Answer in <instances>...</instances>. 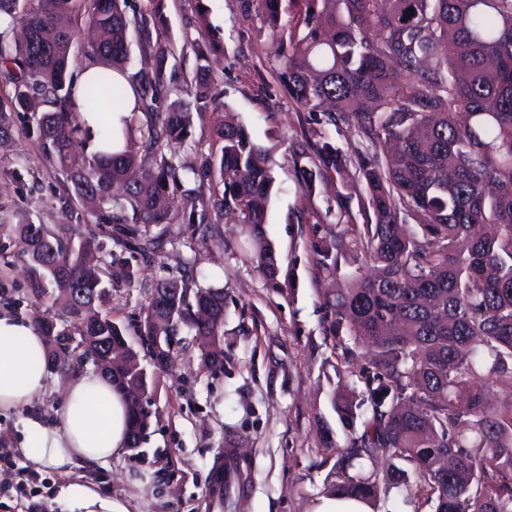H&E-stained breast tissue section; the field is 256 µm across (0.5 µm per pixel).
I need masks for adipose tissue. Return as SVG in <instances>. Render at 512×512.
I'll return each instance as SVG.
<instances>
[{
    "label": "adipose tissue",
    "instance_id": "ef3b65f1",
    "mask_svg": "<svg viewBox=\"0 0 512 512\" xmlns=\"http://www.w3.org/2000/svg\"><path fill=\"white\" fill-rule=\"evenodd\" d=\"M122 88L124 108L102 114L85 112L87 152L122 150L123 120L135 104L125 74L112 75ZM46 344L40 331L24 317L0 313V411L29 406L45 390ZM128 414L125 402L99 372L78 373L65 383L64 403L51 418L26 420L27 436L20 450L33 465L50 466L62 476L56 501L62 512H132L129 498L106 495L87 478V470L124 453Z\"/></svg>",
    "mask_w": 512,
    "mask_h": 512
}]
</instances>
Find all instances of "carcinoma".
Returning <instances> with one entry per match:
<instances>
[{
	"mask_svg": "<svg viewBox=\"0 0 512 512\" xmlns=\"http://www.w3.org/2000/svg\"><path fill=\"white\" fill-rule=\"evenodd\" d=\"M257 12L281 50L270 69L293 102L310 112L332 104L328 122L354 125L372 148L349 151L313 130L294 152L301 192L315 195L333 180L336 194L316 214L325 231L310 242L313 264L344 288L322 301L326 336L342 350L331 404L348 430L336 455L335 490L378 502L380 484L415 500L425 493L434 512H512V413L491 407L483 389L512 395V0H241ZM26 32L15 49L0 46V77L14 85L0 101V140L14 132L13 114L36 119L43 156L59 168L79 199L98 205L95 227L136 252L152 243L149 227L169 224L170 197L185 195L188 221L211 224L226 212L251 241L255 270L272 292L288 294L281 257L267 238L273 176L267 151L230 117L218 130L221 154L201 168L174 164L190 135L192 112L212 103L211 75L197 67L176 82V50L153 34L145 17H129L121 0H0V18ZM135 35L152 64L129 77L136 105L124 119V150L77 154L83 123L70 107L71 49L102 72L85 90L90 112L123 107L110 71L126 72ZM222 47L205 30L193 43L201 61ZM222 188L209 195L184 189L182 171ZM364 185V221L352 222L351 188ZM336 216V224L327 223ZM17 245L27 257L32 303L50 294L59 323H38L48 367L70 354L96 366L112 350L128 362L106 375L128 405V442L141 446L150 428L144 398L155 390L125 329L102 311L106 280L131 282L133 272L87 262L88 224L51 230L20 219ZM194 263L179 277L156 281L138 335L148 353L155 336L180 324L194 332L201 361L210 340L224 344V287L192 288ZM212 317L194 318L202 302ZM381 455L384 477L350 473L356 460ZM448 465H443V461Z\"/></svg>",
	"mask_w": 512,
	"mask_h": 512,
	"instance_id": "carcinoma-1",
	"label": "carcinoma"
}]
</instances>
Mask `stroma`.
Here are the masks:
<instances>
[{"mask_svg": "<svg viewBox=\"0 0 512 512\" xmlns=\"http://www.w3.org/2000/svg\"><path fill=\"white\" fill-rule=\"evenodd\" d=\"M205 25L218 29L224 41L223 52L209 59L214 103L193 111L191 135L175 161L196 167L219 153L216 131L228 114L268 150L275 183L266 234L293 271L295 292L286 299L266 288L250 260L248 240L228 218L200 227L177 220L154 227L145 257L93 234L92 251L102 267L124 264L138 273L134 286L110 288L104 303L132 346L140 344L135 329L154 280L180 276L190 259L198 263L200 286L223 287L227 315L223 369H206L193 334L181 329L172 366L147 402L146 442L97 467L91 477L103 494L130 498L136 512H212L211 473L225 439L234 434L251 468V491L234 512H310L335 469L325 438L333 436L339 445L346 438L331 405L340 356L325 336L321 307L323 293L340 283L325 279L309 258L313 213L324 210L325 197L302 195L292 149L327 115L304 111L288 98L267 65L279 43L260 15L242 11L240 0H162L157 31L176 47L178 78L195 72L199 61L191 44ZM65 194L59 170L42 156L35 119L18 118L13 136L0 141L1 313L30 320L58 313L49 296L31 305L14 225L21 218L53 228L94 223L92 205L64 204ZM64 384L63 371H50L47 388L30 407L0 412V512H58V472L33 469L19 446L29 413L53 416Z\"/></svg>", "mask_w": 512, "mask_h": 512, "instance_id": "obj_1", "label": "stroma"}]
</instances>
